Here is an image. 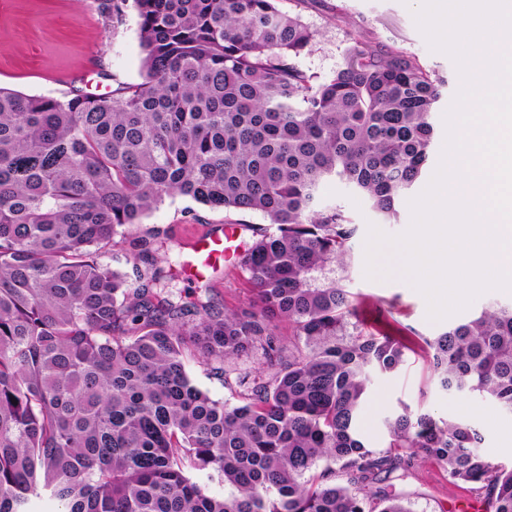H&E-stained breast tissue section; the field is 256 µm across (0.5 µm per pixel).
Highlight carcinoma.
<instances>
[{"mask_svg":"<svg viewBox=\"0 0 512 512\" xmlns=\"http://www.w3.org/2000/svg\"><path fill=\"white\" fill-rule=\"evenodd\" d=\"M104 5L116 24L136 12L145 81L98 97L0 87V512L42 497L60 512H414L391 481L418 460L512 512V465L469 424L405 406L388 446L368 444L370 372L404 350L351 322L355 297L326 277L359 225L319 203L322 185L339 177L395 217L445 80L356 39L320 81L300 63L310 29L277 0ZM174 195L268 220L236 259L247 307L179 297L158 232L132 240L133 282L101 259ZM423 343L443 390L512 413V305ZM251 353L259 370L231 365ZM191 355L231 399L192 383Z\"/></svg>","mask_w":512,"mask_h":512,"instance_id":"1","label":"carcinoma"}]
</instances>
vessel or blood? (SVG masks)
<instances>
[{"label": "vessel or blood", "mask_w": 512, "mask_h": 512, "mask_svg": "<svg viewBox=\"0 0 512 512\" xmlns=\"http://www.w3.org/2000/svg\"><path fill=\"white\" fill-rule=\"evenodd\" d=\"M245 228L240 224H228L219 232L201 227L189 236L190 275L228 264L243 244Z\"/></svg>", "instance_id": "vessel-or-blood-1"}]
</instances>
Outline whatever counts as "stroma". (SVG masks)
Segmentation results:
<instances>
[{"label":"stroma","mask_w":512,"mask_h":512,"mask_svg":"<svg viewBox=\"0 0 512 512\" xmlns=\"http://www.w3.org/2000/svg\"><path fill=\"white\" fill-rule=\"evenodd\" d=\"M102 0H0V86L25 95L60 98L75 87L91 95H103L118 86L144 79L142 51L135 11H127L120 25H113L101 8ZM421 0H279L284 12L299 17L314 33V41L301 57L311 73L326 79L341 64L353 39L362 38L414 56L428 71L443 76L446 85L432 114L435 141L431 157L414 191L422 193L441 160L445 144L443 116L450 107L461 79L453 60L429 48L417 27L414 13ZM322 203L345 209L359 226L350 248L348 289L359 300V320L365 331L392 336L406 344L405 363L391 373H373L362 406L363 428L376 448L388 443L385 420L402 405L434 412L451 420L476 425L482 435V451L512 462V415L495 404L469 394H451L435 382L418 339L432 337L448 326L479 314L491 304H511L512 292L491 290L467 309L441 321H430L424 296L399 271L385 279L365 276V241L369 226L397 235L411 222L408 205H401L396 219L385 222L369 202L337 179L320 190ZM243 222L266 225L258 213L242 216L174 196L165 198L143 217L136 235L154 230L169 239L167 262L180 271L187 262L182 235L190 228H219ZM179 291L189 299L212 301L226 310L247 306L251 286L239 268H219L206 279L183 275ZM397 491L407 495L414 512H455L469 498L466 485L453 481L437 464H415L407 477L396 481Z\"/></svg>","instance_id":"35a3bbf8"}]
</instances>
